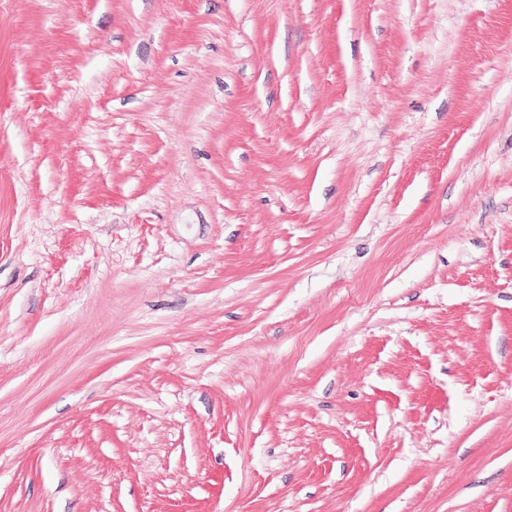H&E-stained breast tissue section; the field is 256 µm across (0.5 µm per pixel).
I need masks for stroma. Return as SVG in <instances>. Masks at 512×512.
I'll return each instance as SVG.
<instances>
[{
  "label": "stroma",
  "mask_w": 512,
  "mask_h": 512,
  "mask_svg": "<svg viewBox=\"0 0 512 512\" xmlns=\"http://www.w3.org/2000/svg\"><path fill=\"white\" fill-rule=\"evenodd\" d=\"M0 512H512V0H0Z\"/></svg>",
  "instance_id": "1"
}]
</instances>
